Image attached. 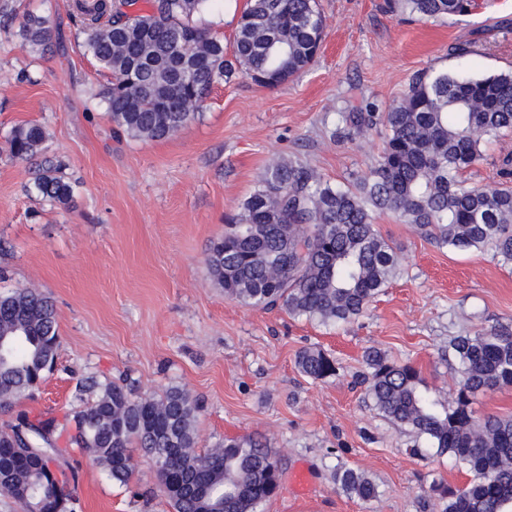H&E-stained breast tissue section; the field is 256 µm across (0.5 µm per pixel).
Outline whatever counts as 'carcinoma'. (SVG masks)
<instances>
[{
  "label": "carcinoma",
  "mask_w": 512,
  "mask_h": 512,
  "mask_svg": "<svg viewBox=\"0 0 512 512\" xmlns=\"http://www.w3.org/2000/svg\"><path fill=\"white\" fill-rule=\"evenodd\" d=\"M210 0H75L71 19L78 46L111 76L101 97L117 133L159 141L201 115L215 82L239 72L264 86L285 82L319 51L325 20L317 0H249L237 21L232 55L224 40L196 21ZM422 21L465 16L472 0H391ZM18 0H0V30L42 54L59 33L41 15L19 13ZM17 29H12L13 22ZM385 146L377 163L351 185H333L290 159L268 165L254 191L227 218L209 245L206 263L224 297L251 307L280 308L323 325L360 317L400 264L374 224L389 212L441 247H487L512 263V151L494 160L497 180L467 187L463 172L485 147L512 133V71L461 77L447 71L415 75L385 112L338 113V141L378 128ZM8 155L35 164L29 192L59 208L74 205V187L61 163L47 156L43 126L26 123L5 137ZM0 412L32 394L62 348L52 299L36 288L0 294ZM461 379L444 402L420 389L410 363L388 362L369 348L363 378L374 407L425 440L420 454H448L469 476L464 487L439 482L431 493L442 512H512V417L477 418L470 405L487 391L512 386V324H495L451 344ZM300 372L322 380L336 360L306 348ZM96 399L73 416L75 432L58 446L53 419L17 415L0 432V494L21 512H65L74 502L62 468L68 448L103 467L121 486L134 476L132 449L156 465L157 488L173 512H258L279 487V459L251 437L197 452L200 403L184 390L141 395L133 385L86 378L79 391ZM339 489L363 503L379 497L365 473L336 467Z\"/></svg>",
  "instance_id": "obj_1"
}]
</instances>
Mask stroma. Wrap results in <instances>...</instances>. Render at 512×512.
Here are the masks:
<instances>
[{"instance_id": "obj_1", "label": "stroma", "mask_w": 512, "mask_h": 512, "mask_svg": "<svg viewBox=\"0 0 512 512\" xmlns=\"http://www.w3.org/2000/svg\"><path fill=\"white\" fill-rule=\"evenodd\" d=\"M72 0H24L65 38L37 56L0 31V139L37 122L75 188L62 209L27 194L25 163L0 149V293L32 286L54 301L62 350L33 397L14 412L65 425L96 393L77 382L127 379L139 393L171 386L202 401L199 451L230 437L265 439L281 460L280 488L259 512H441L430 487L463 486L453 458L412 454L414 434L383 418L360 385L363 352L418 368L421 386L447 398L459 378L448 352L454 337L512 323V265L492 249L441 248L382 214L376 228L400 256L387 288L357 320L326 326L288 312L225 299L206 263L225 217L253 191L273 160L290 158L345 184L380 157L383 137L336 141V115L375 104L386 111L426 69L470 76L512 69V0H477L467 17L418 22L385 0H319L325 40L314 63L266 87L236 76L214 85L203 115L161 141L114 134L98 95L108 80L73 34ZM246 0H215L202 24L232 49ZM470 43L468 56L450 48ZM29 72L31 81L19 80ZM317 348L338 365L311 380L295 365ZM70 464L80 494L74 512H171L161 494L143 499L79 454ZM379 486L364 504L343 493L337 464ZM310 483L297 491L300 468Z\"/></svg>"}]
</instances>
